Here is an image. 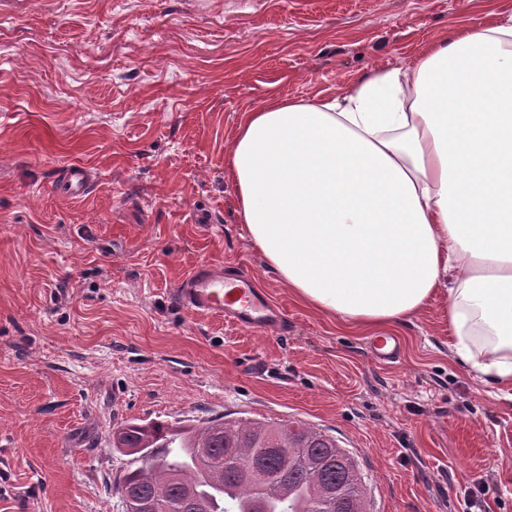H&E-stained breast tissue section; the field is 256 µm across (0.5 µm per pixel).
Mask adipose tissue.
I'll use <instances>...</instances> for the list:
<instances>
[{
    "instance_id": "1",
    "label": "adipose tissue",
    "mask_w": 512,
    "mask_h": 512,
    "mask_svg": "<svg viewBox=\"0 0 512 512\" xmlns=\"http://www.w3.org/2000/svg\"><path fill=\"white\" fill-rule=\"evenodd\" d=\"M250 243L348 330H397L438 293L451 350L512 389V12L449 23L336 95L274 91L226 152Z\"/></svg>"
}]
</instances>
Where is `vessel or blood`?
<instances>
[{
    "label": "vessel or blood",
    "mask_w": 512,
    "mask_h": 512,
    "mask_svg": "<svg viewBox=\"0 0 512 512\" xmlns=\"http://www.w3.org/2000/svg\"><path fill=\"white\" fill-rule=\"evenodd\" d=\"M93 187L90 167L72 163L65 167L57 190L73 198L88 194ZM177 299L190 312L218 316L258 335L277 334L286 327L282 310L260 293L251 276L242 271L228 274L223 267L199 264L181 281ZM373 355L379 363L395 364L400 358L399 344L392 337H378L373 343Z\"/></svg>",
    "instance_id": "b4317fda"
}]
</instances>
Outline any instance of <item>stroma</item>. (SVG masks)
<instances>
[{
  "label": "stroma",
  "instance_id": "1",
  "mask_svg": "<svg viewBox=\"0 0 512 512\" xmlns=\"http://www.w3.org/2000/svg\"><path fill=\"white\" fill-rule=\"evenodd\" d=\"M24 3L0 7V512H123L114 427L222 414L336 437L373 512H462L476 480L512 512V397L454 356L444 295L378 364L265 264L225 171L269 92L336 94L512 0ZM74 162L81 200L56 191ZM203 261L247 270L286 333L182 308ZM91 168L83 163H71L63 171L57 192L68 197H79L88 194L94 187Z\"/></svg>",
  "mask_w": 512,
  "mask_h": 512
}]
</instances>
